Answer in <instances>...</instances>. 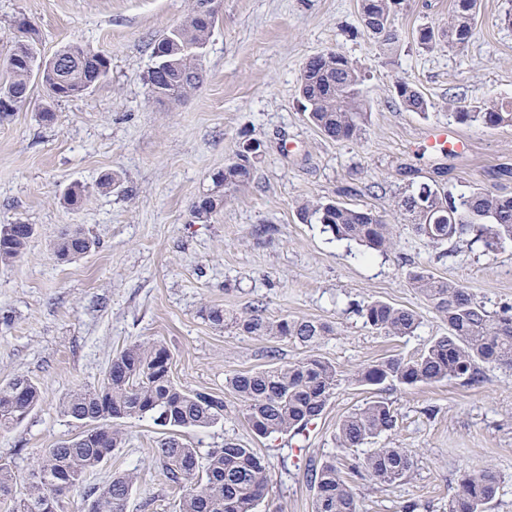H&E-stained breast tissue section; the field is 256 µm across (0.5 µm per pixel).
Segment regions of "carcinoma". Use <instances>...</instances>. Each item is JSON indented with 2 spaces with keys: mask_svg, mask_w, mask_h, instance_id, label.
<instances>
[{
  "mask_svg": "<svg viewBox=\"0 0 512 512\" xmlns=\"http://www.w3.org/2000/svg\"><path fill=\"white\" fill-rule=\"evenodd\" d=\"M200 3L195 0L183 21L154 44L155 60L176 61L161 77L147 73L148 93L159 103L178 101L201 83L203 68L198 58L182 52L184 47L206 45L211 35L212 25L198 16ZM398 4L400 0H364V26L386 50L399 41L395 25ZM477 11L478 0H453L448 29L443 32L449 48L461 52L474 39ZM16 28L12 49L0 62V123L24 107L37 86L49 100L40 118L51 122V102L81 95L94 73L105 75L110 69L105 55L75 43L59 50L65 66L39 75L33 68L39 52L36 29L24 18L16 22ZM361 83V73L351 61L325 53L312 57L299 86L310 123L336 140L360 136L369 116L361 98ZM396 93L409 110H428L425 98L408 81H399ZM456 117L462 122L479 121L489 128L512 125V102L494 103L475 114L463 110ZM253 167L254 162L245 158L215 173L214 191L193 204V218L201 223L211 220L224 199L249 182ZM398 207L418 236L433 245L453 242L471 246L479 242L484 249L495 251L512 242L511 196H494L478 188L455 196L427 184L405 191ZM298 214L307 223L323 225L338 240L354 241L380 253L394 246L388 219L369 208L338 202L307 203L298 208ZM34 232L32 224L1 225L0 263L20 259ZM95 246L96 240L82 227H67L58 236L54 253L57 259L68 261ZM408 279L411 287L447 319L448 335L431 340L416 355H393L361 364L347 375V381L388 390L448 379L474 386L485 381L488 367L512 368L511 306L491 312L467 288L425 270L410 271ZM357 313L371 329L386 336H411L420 326L416 312L380 300L358 305ZM231 321L243 334L289 340L306 349L299 360L272 363L226 379L257 435L306 436L335 397L342 376L334 363L314 353L333 332L332 326L312 319H271L264 315L260 303L249 315ZM40 400L39 386L24 375L1 385L0 430L23 422ZM61 412L82 431L43 452L21 495H16L11 468L0 464V500L12 501V512H61L64 499L81 487L114 449L125 444L127 434L117 422L144 418L168 432L157 453L167 481L180 492L179 512H256L268 491L267 465L254 449L226 439L224 447L211 448L203 455L175 436L183 430L209 428L224 421V396L179 386L172 376L170 352L159 342L128 345L112 358L102 380L73 391ZM397 422L398 414L388 399L367 401L338 424L339 455L392 433ZM414 458L407 448L383 446L364 453L359 467L366 479L390 487L408 477ZM307 477L316 488L314 512H361L359 494L336 465V458L308 465ZM135 480L133 472L112 475L105 485L86 493L82 512H125ZM505 483V477L493 468L460 470L456 490L448 499V512H488Z\"/></svg>",
  "mask_w": 512,
  "mask_h": 512,
  "instance_id": "1",
  "label": "carcinoma"
}]
</instances>
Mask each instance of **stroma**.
Masks as SVG:
<instances>
[{
	"instance_id": "1",
	"label": "stroma",
	"mask_w": 512,
	"mask_h": 512,
	"mask_svg": "<svg viewBox=\"0 0 512 512\" xmlns=\"http://www.w3.org/2000/svg\"><path fill=\"white\" fill-rule=\"evenodd\" d=\"M452 0H403L400 40L382 51L363 23L360 0H216L215 26L204 49L203 81L186 98L160 103L144 78L155 39L178 25L192 0H0V59L24 18L39 32L44 55L78 42L110 61L107 78L84 95L53 103L55 120L40 121L45 100L30 101L0 124V224H32L24 256L0 264V384L25 375L40 387V406L21 424L0 430V462L25 487L44 449L76 436L61 406L81 386L96 385L112 358L137 341L163 343L173 377L187 390L224 396V421L186 431L200 451L231 439L268 463L269 492L258 512H313L315 490L305 470L284 469L287 435L261 438L226 388L237 372L289 362L303 348L288 340L214 326L203 309L236 315L263 301L267 317L317 319L333 333L317 348L342 371L389 355L412 356L448 333V322L408 281L411 270L459 283L488 309L512 305V243L493 252L430 246L399 215L402 192L421 183L457 194L474 188L512 196V125L459 123L460 110L481 112L512 101V0H479L478 33L464 52L446 43L420 45L418 32L444 29ZM335 49L363 75L370 112L363 133L338 141L307 119L298 88L306 61ZM413 83L427 112L408 110L399 80ZM468 141L459 157L420 150L435 126ZM261 145L249 183L227 198L210 223L191 208L212 188L244 140ZM117 190H102L104 174ZM75 183L88 187L76 207L64 201ZM338 201L387 216L397 247L380 254L336 240L322 225L302 222L301 204ZM82 227L99 246L69 261L53 243L63 228ZM381 300L416 311L415 335L384 336L354 306ZM341 382L306 436L305 460L336 448L340 421L374 397ZM398 413L385 445L413 451L409 477L391 487L362 480L359 460L338 462L360 492L362 512H448L460 469L491 466L512 481V369L489 370L484 383L448 380L384 393ZM128 440L87 480L99 487L135 471L126 512H179V495L156 457L161 438L151 420L125 424Z\"/></svg>"
}]
</instances>
